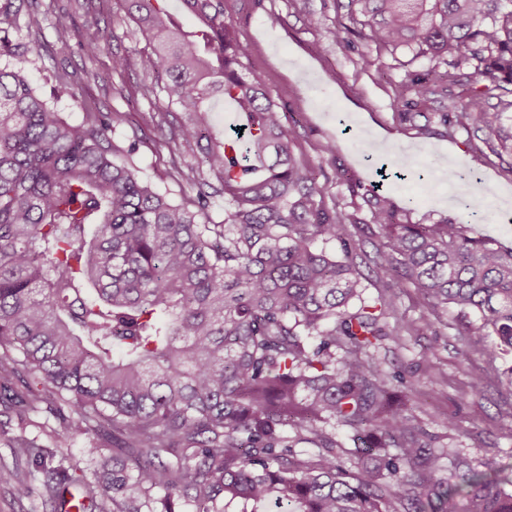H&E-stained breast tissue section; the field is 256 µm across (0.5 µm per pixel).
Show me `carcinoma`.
Wrapping results in <instances>:
<instances>
[{"mask_svg": "<svg viewBox=\"0 0 512 512\" xmlns=\"http://www.w3.org/2000/svg\"><path fill=\"white\" fill-rule=\"evenodd\" d=\"M123 2L160 78L143 95L181 114L174 131L201 147L229 207L215 224L210 196L177 203L140 177L135 146L112 142L121 113L88 107L70 122L57 104L78 100L79 82L57 79L40 95L25 77L39 44L11 47L0 27V406L22 425L68 413L53 446L80 440L102 469L94 485L47 466L36 439H17L14 455L43 478L11 473L16 498L43 496L64 512L76 485L75 512H512L507 479L471 467L460 482L442 476L446 454L408 412L412 385L375 359L412 332L388 323L399 283L436 315L458 309L459 334L476 314L512 349V248L465 224H404L382 194L368 224L356 209L328 211L278 104L239 71L248 49L224 0H180L191 30L166 0ZM502 2L350 0L376 49L448 58V71L409 90L424 99L462 88L448 128L482 133L504 162L512 134L489 111L492 99L512 108ZM46 20L30 10L29 34ZM112 38L97 27L82 50L93 59ZM215 96L242 116L222 137L209 134ZM319 238L339 243L343 259L316 248ZM362 257L384 287L372 305ZM328 425L352 431L355 448Z\"/></svg>", "mask_w": 512, "mask_h": 512, "instance_id": "obj_1", "label": "carcinoma"}]
</instances>
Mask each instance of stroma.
I'll use <instances>...</instances> for the list:
<instances>
[{
  "mask_svg": "<svg viewBox=\"0 0 512 512\" xmlns=\"http://www.w3.org/2000/svg\"><path fill=\"white\" fill-rule=\"evenodd\" d=\"M98 4L90 0L87 11L78 12L70 0H38L48 19L28 79L46 87L51 77L91 71L81 101L61 105L72 123L81 122L86 104L123 113L112 141L121 148L137 142L136 164L142 176L172 199L197 196L210 180L199 149L160 124L164 100L147 99L141 92L154 80L143 62L146 39L128 17L123 0H112L103 13ZM91 15L100 24L112 25L116 33L109 50L93 61L78 46L86 38ZM224 15L249 49L242 60L243 74L263 84L285 124L293 127L294 155L325 186V208L356 209L362 218H370V203L352 196L349 184L369 187L383 170L385 186L402 208L405 222H457L463 212L448 199L453 183L428 186L394 176L407 159L414 169H429L434 177L448 167L481 180L484 217L476 232L512 247V166L492 155L472 130L448 128L445 118L455 106L447 94L421 100L404 91L410 81L434 70L446 71V61L418 57L406 48L376 50L353 32L347 8L337 6L336 0H224ZM116 55L125 60L117 72L112 69ZM429 315L414 288H397L390 324H413L419 331L379 349L378 358L384 366L402 364L411 370L407 405L417 423L433 435V448L449 458L465 459L480 471L512 469V352L490 351V338L476 329L458 335L454 310L440 312L430 327L425 324ZM475 375L484 380L477 392L470 388ZM449 418L454 421L450 427L445 424ZM56 425L40 413L23 429L0 415V468L14 466L8 439L22 434L47 446Z\"/></svg>",
  "mask_w": 512,
  "mask_h": 512,
  "instance_id": "1",
  "label": "stroma"
}]
</instances>
